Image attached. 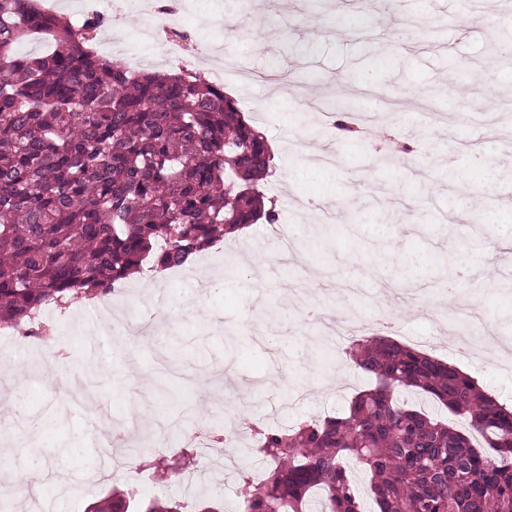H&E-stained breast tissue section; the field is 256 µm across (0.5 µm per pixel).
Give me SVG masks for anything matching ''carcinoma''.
<instances>
[{"instance_id": "obj_1", "label": "carcinoma", "mask_w": 512, "mask_h": 512, "mask_svg": "<svg viewBox=\"0 0 512 512\" xmlns=\"http://www.w3.org/2000/svg\"><path fill=\"white\" fill-rule=\"evenodd\" d=\"M32 0H0V327L49 306L98 301L134 273L195 264L216 242L278 220L260 181L267 138L200 72L130 71ZM50 50L22 54L32 35ZM333 127L356 139L340 105ZM346 356L371 381L347 409L251 431L267 477L245 479L239 512H512V407L454 364L380 334ZM414 391L425 411L400 399ZM467 422L460 431L446 414ZM369 482L360 493L345 463ZM90 512H224L217 492L135 502L112 492Z\"/></svg>"}]
</instances>
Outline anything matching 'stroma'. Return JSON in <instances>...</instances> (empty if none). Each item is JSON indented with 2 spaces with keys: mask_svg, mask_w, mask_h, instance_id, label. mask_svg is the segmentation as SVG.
<instances>
[{
  "mask_svg": "<svg viewBox=\"0 0 512 512\" xmlns=\"http://www.w3.org/2000/svg\"><path fill=\"white\" fill-rule=\"evenodd\" d=\"M244 0H184L178 26L213 48L233 71L224 90L273 148L262 183L277 201L279 222L319 225L299 244L300 263L275 266L277 250L265 223L225 238L205 253L193 276L145 273L124 284L118 305L132 318H151L148 343L130 363L94 349L93 306L77 310L75 325L58 329L47 359L76 368L83 384L49 387L31 382L25 350H16L0 389L28 382L30 412L49 415L43 441L4 424L0 410V470L9 458L34 455L43 491L22 498L7 492L12 512H32L52 502V512H85L112 491L163 498L174 490L175 469L204 470L203 486L218 487L224 512H235L242 475L261 460L251 437L199 453L168 448L164 461L147 453L128 459L124 449L102 445L93 413L123 421L137 415L139 433L154 431L156 416L180 419L185 408L203 424L247 425L261 416L286 426L341 411L369 380L338 350L319 347L317 324L272 319L290 288L304 280L325 310L345 317L356 308L366 319L392 315L393 335L448 359V296L430 277L411 281L413 295H389L391 271L378 250L380 230L399 226L398 252L438 261L448 251L449 226H469L464 243L488 250L512 239V59L497 49L512 43V0H266L262 41L245 37L237 18ZM358 10L356 27H345L341 10ZM391 45L386 70L376 54ZM344 99L368 119L362 145L341 141L323 105ZM396 130L411 151L384 166L375 150L381 131ZM463 144L457 157L436 153L444 135ZM472 164L477 174L461 185L455 171ZM263 258L258 269L246 255ZM480 295V326L500 336L498 349L457 359L499 402L512 405V260L470 268L460 296ZM186 309L174 325L166 310ZM304 388L307 400L295 399ZM81 442L83 454L61 459V448ZM66 483H58L59 471Z\"/></svg>",
  "mask_w": 512,
  "mask_h": 512,
  "instance_id": "stroma-1",
  "label": "stroma"
}]
</instances>
